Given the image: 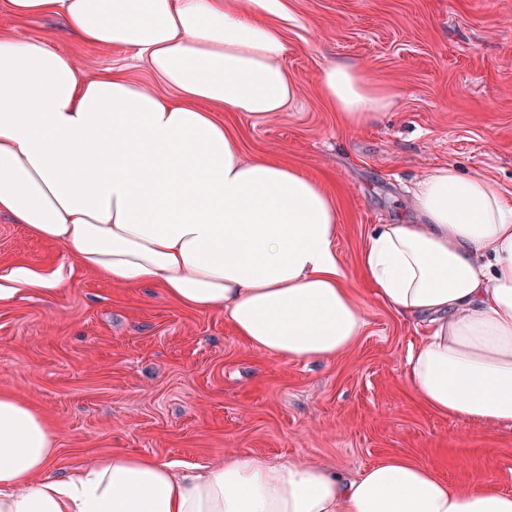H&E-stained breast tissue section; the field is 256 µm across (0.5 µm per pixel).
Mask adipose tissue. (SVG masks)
I'll return each instance as SVG.
<instances>
[{"instance_id":"1","label":"adipose tissue","mask_w":512,"mask_h":512,"mask_svg":"<svg viewBox=\"0 0 512 512\" xmlns=\"http://www.w3.org/2000/svg\"><path fill=\"white\" fill-rule=\"evenodd\" d=\"M52 16L43 39L0 38V212L118 285L153 283L224 313L250 349L291 361L351 348L366 321L336 240L339 211L296 163L244 159L213 109L285 111L284 0H0ZM133 51L177 93L119 75L82 78L66 36ZM343 125L392 98L360 68L324 70ZM413 223L377 224L359 270L399 317L427 322L405 375L431 410L512 423V193L439 165L412 194ZM48 419L0 392V512H512L496 476L460 486L436 464L390 457L349 479L300 458L249 453L218 466L105 456L46 478Z\"/></svg>"}]
</instances>
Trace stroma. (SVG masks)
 <instances>
[{
    "label": "stroma",
    "mask_w": 512,
    "mask_h": 512,
    "mask_svg": "<svg viewBox=\"0 0 512 512\" xmlns=\"http://www.w3.org/2000/svg\"><path fill=\"white\" fill-rule=\"evenodd\" d=\"M284 64L298 95L256 121L217 117L248 159L298 163L340 211L336 249L356 271L371 225L414 221L410 188L431 168L493 178L512 193V0H286ZM84 78L118 74L160 95L132 52L70 37ZM357 63L390 87L382 122L345 128L321 97L326 66ZM24 265L64 288L0 300V392L42 411L57 436L54 477L116 454L217 465L248 452L298 457L350 476L390 456L436 462L468 485L494 471L512 492V425L437 414L413 395L404 365L423 325L358 287L366 325L321 362L258 354L220 312L186 309L162 288L112 284L0 213V275Z\"/></svg>",
    "instance_id": "35a3bbf8"
}]
</instances>
